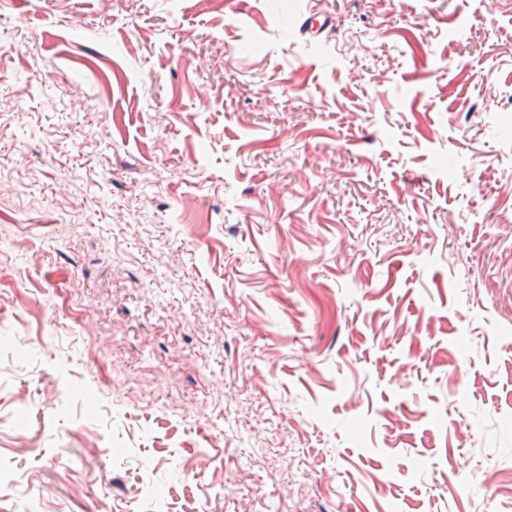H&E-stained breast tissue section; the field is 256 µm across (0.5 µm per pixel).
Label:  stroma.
<instances>
[{"instance_id":"35a3bbf8","label":"stroma","mask_w":512,"mask_h":512,"mask_svg":"<svg viewBox=\"0 0 512 512\" xmlns=\"http://www.w3.org/2000/svg\"><path fill=\"white\" fill-rule=\"evenodd\" d=\"M1 336L0 512H512V0H0Z\"/></svg>"}]
</instances>
